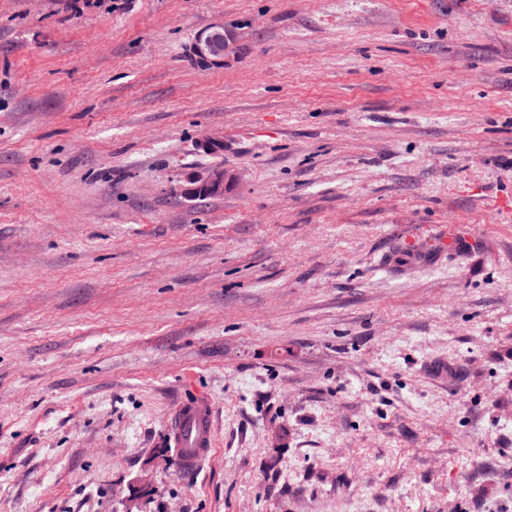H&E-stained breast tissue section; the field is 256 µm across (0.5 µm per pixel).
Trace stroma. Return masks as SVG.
<instances>
[{
	"label": "stroma",
	"mask_w": 512,
	"mask_h": 512,
	"mask_svg": "<svg viewBox=\"0 0 512 512\" xmlns=\"http://www.w3.org/2000/svg\"><path fill=\"white\" fill-rule=\"evenodd\" d=\"M508 200L512 0H0V512H512ZM227 36L224 38V29L211 30L199 35L196 43V52L200 57L217 59L224 56V47ZM235 180V175L224 169L223 166L213 167L198 173L192 183L195 185L194 194L202 192L208 195H198V197H210L209 195L219 196L224 194L226 186ZM213 417V403L203 396L180 401L169 414V446L177 449L186 473L195 471L209 457L213 448Z\"/></svg>",
	"instance_id": "35a3bbf8"
}]
</instances>
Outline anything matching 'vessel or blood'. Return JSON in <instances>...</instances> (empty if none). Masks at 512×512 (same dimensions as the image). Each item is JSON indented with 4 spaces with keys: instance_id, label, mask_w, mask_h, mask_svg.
I'll return each instance as SVG.
<instances>
[{
    "instance_id": "b4317fda",
    "label": "vessel or blood",
    "mask_w": 512,
    "mask_h": 512,
    "mask_svg": "<svg viewBox=\"0 0 512 512\" xmlns=\"http://www.w3.org/2000/svg\"><path fill=\"white\" fill-rule=\"evenodd\" d=\"M214 406L210 398L193 396L180 401L170 412L168 442L176 448L185 472L195 471L213 447Z\"/></svg>"
}]
</instances>
